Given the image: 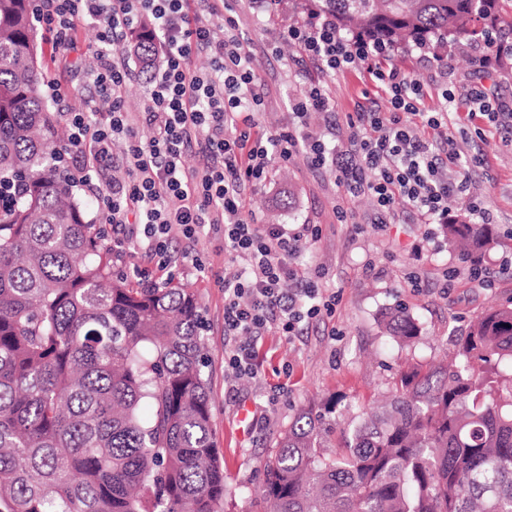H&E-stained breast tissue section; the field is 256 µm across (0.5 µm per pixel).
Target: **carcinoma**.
Instances as JSON below:
<instances>
[{
  "mask_svg": "<svg viewBox=\"0 0 512 512\" xmlns=\"http://www.w3.org/2000/svg\"><path fill=\"white\" fill-rule=\"evenodd\" d=\"M31 0H0V512H222L202 316L193 289L144 288L60 171ZM343 34L434 49L512 33V0H274ZM477 264L490 224L450 220ZM404 344L420 328L383 315ZM341 397L297 411L264 463L268 512H512V306L492 308L448 365L400 372L384 404L342 427ZM336 452H323L329 436Z\"/></svg>",
  "mask_w": 512,
  "mask_h": 512,
  "instance_id": "1",
  "label": "carcinoma"
}]
</instances>
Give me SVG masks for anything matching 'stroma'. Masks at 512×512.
<instances>
[{
    "instance_id": "1",
    "label": "stroma",
    "mask_w": 512,
    "mask_h": 512,
    "mask_svg": "<svg viewBox=\"0 0 512 512\" xmlns=\"http://www.w3.org/2000/svg\"><path fill=\"white\" fill-rule=\"evenodd\" d=\"M238 29L252 48L251 65L262 83L260 119L276 130L289 117V103L310 83L325 85L333 101L328 112L311 114L308 129L327 146L347 144L351 131L346 113L356 111L364 87L359 74L347 71L327 78L317 62L279 41L280 23L263 12L260 0H235ZM48 87L42 94L55 113L73 109L77 101L95 100L93 89L45 59ZM59 87L61 99L51 97ZM448 132L461 153L467 195L450 196L449 216H467L466 198L483 202L499 235L485 255L490 286L475 282L469 262L449 252L438 224L421 223L404 203H397L400 221L378 226L370 197H350L329 166H311L294 154L275 163L265 183L248 191L247 206L262 222L315 224L320 235L297 260L302 279L335 291L336 310L310 326L305 335L288 338L271 330L257 341L262 373L235 383L224 372V283L243 269L224 253L221 232L203 227L181 266L151 270L157 283L173 281L196 289L202 306L208 380L212 407V442L224 463L227 486L224 512H254L263 482L262 465L295 413L312 400L339 395V421L357 420L364 408L388 397L399 368L450 360L456 341L488 307L512 302V269L502 259L512 256V120L492 126L482 120L461 124L449 119ZM291 189L293 207L278 211L284 189ZM401 304L421 327L419 340L403 347L383 335L378 319ZM248 408L251 424L241 430L238 412Z\"/></svg>"
}]
</instances>
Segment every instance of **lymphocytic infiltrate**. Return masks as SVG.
I'll return each instance as SVG.
<instances>
[{
	"instance_id": "obj_1",
	"label": "lymphocytic infiltrate",
	"mask_w": 512,
	"mask_h": 512,
	"mask_svg": "<svg viewBox=\"0 0 512 512\" xmlns=\"http://www.w3.org/2000/svg\"><path fill=\"white\" fill-rule=\"evenodd\" d=\"M37 3L41 23L53 34L52 52L76 51L78 25L95 24L101 30L103 46L86 77L101 98L111 100L109 118L103 122L91 112L67 113L64 152L70 159V182L93 193L98 190L94 174L123 170L100 198L113 249L136 241L164 269L175 239H195L201 227L217 224L224 228L225 253L245 262L244 272L224 283V369L238 379L259 375L254 342L263 332L300 335L336 304L335 296L314 283L292 285L298 276L293 259L317 239V226L260 224L246 208V187L266 181L274 159L285 161L301 151L313 166H333L348 193L373 199L377 224L395 223L399 198L426 223L444 224L449 195L464 188L448 175L460 162L448 135V104L462 102L471 119L495 124L500 118L498 98L482 81L461 97L440 85L443 107L427 108L428 86L389 64V44L344 36L333 19L314 15L285 28L282 39L316 60L325 73L361 70L365 85L385 97L389 108L348 115L350 148H330L301 132L311 113L331 107L323 86L311 84L293 104L287 130L268 134L255 118L262 95L251 51L236 19L225 12L226 0ZM143 17L163 63L148 81L143 108L133 113L122 99L131 67L119 45ZM200 53L210 58L208 70L194 64ZM141 122L152 131L144 141L136 137ZM194 144L204 156L198 169L185 164Z\"/></svg>"
}]
</instances>
